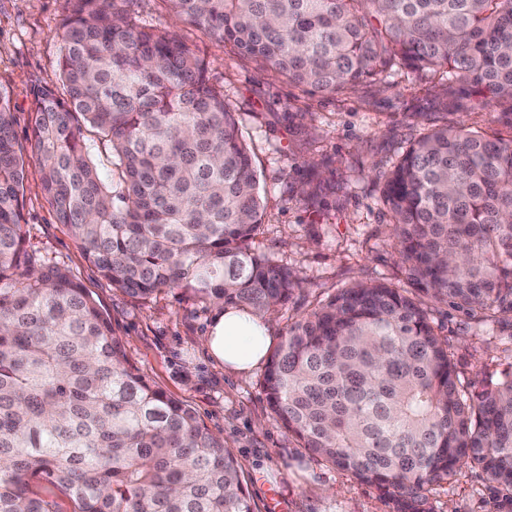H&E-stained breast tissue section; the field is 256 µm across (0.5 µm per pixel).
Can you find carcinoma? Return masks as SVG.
I'll return each instance as SVG.
<instances>
[{
	"mask_svg": "<svg viewBox=\"0 0 512 512\" xmlns=\"http://www.w3.org/2000/svg\"><path fill=\"white\" fill-rule=\"evenodd\" d=\"M54 84L33 91L40 188L102 277L129 296L184 289L271 315L296 272L251 248L259 176L209 65L127 0H66ZM263 69L332 95L395 68L447 74L458 109L512 122V0H165ZM109 150L112 174L90 156ZM400 268L436 302L512 313V135L463 125L411 143L383 187ZM24 159L0 95V512H253L197 413L127 360L111 320L24 249ZM271 411L301 447L376 487L389 512L470 463L512 512V374L461 381L427 311L357 283L296 322L268 360Z\"/></svg>",
	"mask_w": 512,
	"mask_h": 512,
	"instance_id": "1",
	"label": "carcinoma"
}]
</instances>
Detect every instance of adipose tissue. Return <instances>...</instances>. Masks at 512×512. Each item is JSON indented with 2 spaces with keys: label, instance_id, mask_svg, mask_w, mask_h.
<instances>
[{
  "label": "adipose tissue",
  "instance_id": "adipose-tissue-1",
  "mask_svg": "<svg viewBox=\"0 0 512 512\" xmlns=\"http://www.w3.org/2000/svg\"><path fill=\"white\" fill-rule=\"evenodd\" d=\"M271 326L270 317L229 306L215 315L205 346L215 361L246 376L266 359Z\"/></svg>",
  "mask_w": 512,
  "mask_h": 512
}]
</instances>
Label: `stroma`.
<instances>
[{
  "label": "stroma",
  "mask_w": 512,
  "mask_h": 512,
  "mask_svg": "<svg viewBox=\"0 0 512 512\" xmlns=\"http://www.w3.org/2000/svg\"><path fill=\"white\" fill-rule=\"evenodd\" d=\"M138 24L177 35L209 64L236 112L262 188L255 250L297 271L303 284L274 316L271 343L339 289L355 282H398L385 174L403 151L443 126L464 124L486 136L512 135L498 107L453 111L437 75L408 69L333 96L312 95L262 70L231 45L170 12L163 0H130ZM66 0H0V94L5 95L25 161L24 247L70 273L99 301L129 363L157 388L191 406L236 458L254 512H387L378 491L312 456L273 416L263 367L240 376L216 362L204 339L217 304L183 290L150 301L132 298L99 276L78 241L58 224L39 188L42 160L31 139L32 90L56 82ZM429 317L447 339L461 377L512 373V322H475L432 302ZM480 470L462 465L429 495L432 512H488Z\"/></svg>",
  "instance_id": "obj_1"
}]
</instances>
